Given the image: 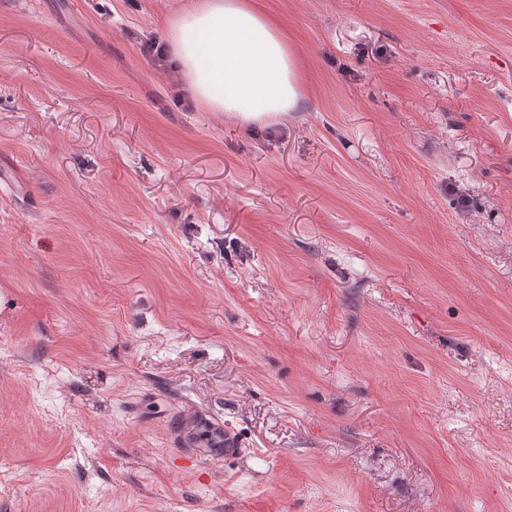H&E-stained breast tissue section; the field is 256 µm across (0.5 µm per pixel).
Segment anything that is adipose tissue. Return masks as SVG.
Wrapping results in <instances>:
<instances>
[{
    "mask_svg": "<svg viewBox=\"0 0 512 512\" xmlns=\"http://www.w3.org/2000/svg\"><path fill=\"white\" fill-rule=\"evenodd\" d=\"M169 45L210 111L257 121L298 106L297 57L287 35L241 0H200L182 11Z\"/></svg>",
    "mask_w": 512,
    "mask_h": 512,
    "instance_id": "adipose-tissue-1",
    "label": "adipose tissue"
}]
</instances>
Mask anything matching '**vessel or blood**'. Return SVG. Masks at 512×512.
<instances>
[{"label": "vessel or blood", "mask_w": 512, "mask_h": 512, "mask_svg": "<svg viewBox=\"0 0 512 512\" xmlns=\"http://www.w3.org/2000/svg\"><path fill=\"white\" fill-rule=\"evenodd\" d=\"M181 447L216 459H231L244 450L242 439L227 432L222 423L198 410H183L171 420Z\"/></svg>", "instance_id": "b4317fda"}]
</instances>
